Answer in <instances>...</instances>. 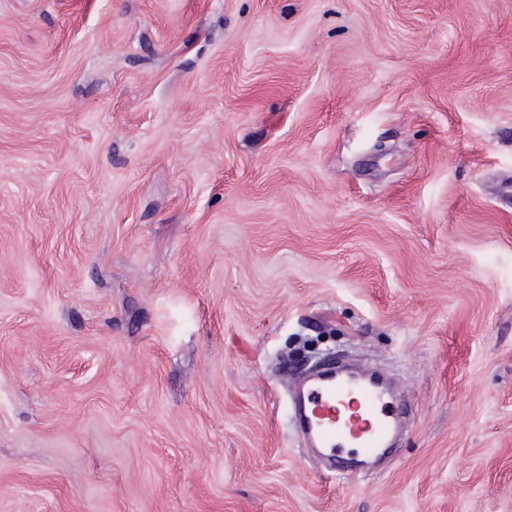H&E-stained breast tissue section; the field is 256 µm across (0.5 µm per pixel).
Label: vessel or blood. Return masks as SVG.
I'll use <instances>...</instances> for the list:
<instances>
[{"label":"vessel or blood","instance_id":"1","mask_svg":"<svg viewBox=\"0 0 512 512\" xmlns=\"http://www.w3.org/2000/svg\"><path fill=\"white\" fill-rule=\"evenodd\" d=\"M380 386L359 387L344 377L308 375L297 405V419L310 447L333 458L347 441L373 454L384 448L395 417Z\"/></svg>","mask_w":512,"mask_h":512}]
</instances>
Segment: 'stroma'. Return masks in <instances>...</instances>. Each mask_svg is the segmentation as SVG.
Listing matches in <instances>:
<instances>
[{
	"mask_svg": "<svg viewBox=\"0 0 512 512\" xmlns=\"http://www.w3.org/2000/svg\"><path fill=\"white\" fill-rule=\"evenodd\" d=\"M0 512H512V0H0ZM347 375L309 374L299 391L297 419L311 448L329 458L343 452L347 440L365 454L385 448L395 422L382 387L353 386ZM344 411L351 413L346 416Z\"/></svg>",
	"mask_w": 512,
	"mask_h": 512,
	"instance_id": "1",
	"label": "stroma"
}]
</instances>
